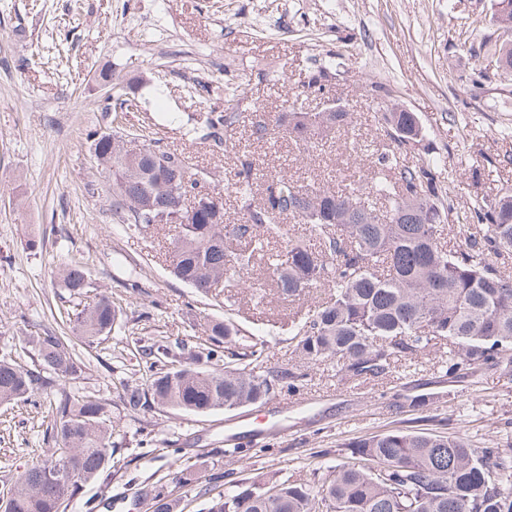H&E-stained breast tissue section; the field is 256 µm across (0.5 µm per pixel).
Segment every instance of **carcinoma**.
<instances>
[{
  "instance_id": "cac0c4a2",
  "label": "carcinoma",
  "mask_w": 512,
  "mask_h": 512,
  "mask_svg": "<svg viewBox=\"0 0 512 512\" xmlns=\"http://www.w3.org/2000/svg\"><path fill=\"white\" fill-rule=\"evenodd\" d=\"M496 20L512 32V0H496ZM486 52L512 71V43H484ZM119 105L112 108V134L95 139V158L112 188V211L129 231L150 226L151 205L179 200L207 176L183 151L121 125L130 102L124 83L112 81ZM222 110L206 113L203 140L221 147L239 122L237 95L212 89ZM396 146L378 154L385 175L368 186L365 198L327 185L306 187L279 173L266 175L265 197L254 201L255 163L237 171L239 219L224 223L221 192L197 200L192 216L171 210L161 217L174 229L168 259L174 276L201 294H211L231 273L247 274L283 241L284 258L269 263L271 286L294 300L324 285L330 297L291 320L293 353L301 366L329 362L339 380H370L412 360L436 339L448 342L442 370L454 377L483 366L512 369V195L504 193L470 207L459 225L464 242L453 248L443 240L451 205L440 185L438 162H400L403 151L424 138L413 112L382 113ZM346 112L262 113L251 122L257 141L285 139L300 153H313L331 133L346 125ZM140 146L138 159L126 161L121 144ZM277 215H291L307 226L302 236H288ZM73 298L89 287L88 268L73 259L60 272ZM74 322L88 346L101 343L118 325L121 312L112 297L74 310ZM204 333L212 349L195 368H155V345L142 350L150 360L143 390L131 389L123 401L132 409L152 403L186 414L233 411L266 403L275 394L296 392L308 373L291 369L257 374L268 340L233 321L208 318ZM32 365L0 359V405L44 393L46 373L75 376L84 363L75 348L52 331L33 340ZM224 348V364L214 363ZM56 432L51 456L71 454L72 478L52 482L35 465L9 488L8 512H65L84 484L108 470L112 458V420L107 404L87 395L62 392L53 399ZM343 461L303 484L271 473L261 481L241 482L212 493L209 512H512V445L475 447L466 434H436L394 427L343 444ZM152 512H173L168 492L150 495Z\"/></svg>"
}]
</instances>
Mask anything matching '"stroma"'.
<instances>
[{
	"instance_id": "stroma-1",
	"label": "stroma",
	"mask_w": 512,
	"mask_h": 512,
	"mask_svg": "<svg viewBox=\"0 0 512 512\" xmlns=\"http://www.w3.org/2000/svg\"><path fill=\"white\" fill-rule=\"evenodd\" d=\"M494 0H0V352L30 351L32 337L57 330L72 307L58 272L84 258L89 297L110 294L122 333L84 355L80 378L52 376V392L105 401L115 433L111 474L87 484L66 512H150L146 489L161 484L179 512H207L208 498L176 483L194 465L201 483L225 489L271 471L298 482L336 465L349 439L388 428L463 430L473 444H512V373L485 367L446 376L441 341L410 367L373 381H341L328 364L310 368L300 392L231 412L186 415L130 409L125 388L146 381L141 345L166 346L185 365L204 361L203 317H230L265 336L258 373L296 359L288 325L327 296L324 287L291 300L270 286L265 266L226 280L238 300L197 293L162 257L169 231L133 233L112 214L106 178L90 135L112 128L102 109L101 70L131 84L137 105L123 127L153 125L164 145L189 153L223 192L224 221L238 219L232 187L240 160L301 185L341 189L368 183L389 140L381 114L393 104L415 112L425 138L402 153L405 164L440 162L454 200L452 222L471 204L512 193V75L490 70L481 85L468 74L488 68L485 40H498ZM325 71L323 92H308ZM381 84L383 93L372 92ZM237 89L244 114L280 111L285 94L318 111L321 98L348 109L350 125L313 155L284 140H252L238 126L223 147L200 140L204 88ZM423 396L426 418L395 403ZM53 417L42 400L0 406V491L54 445Z\"/></svg>"
}]
</instances>
